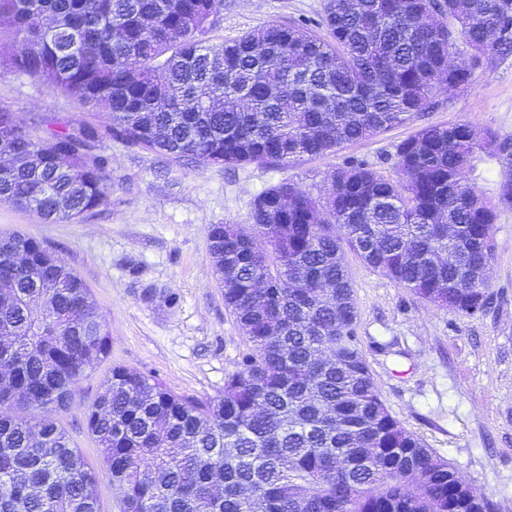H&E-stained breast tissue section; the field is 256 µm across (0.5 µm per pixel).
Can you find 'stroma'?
I'll list each match as a JSON object with an SVG mask.
<instances>
[{"instance_id":"stroma-1","label":"stroma","mask_w":512,"mask_h":512,"mask_svg":"<svg viewBox=\"0 0 512 512\" xmlns=\"http://www.w3.org/2000/svg\"><path fill=\"white\" fill-rule=\"evenodd\" d=\"M325 0H224L203 39L216 44L270 21H306L317 36ZM435 105L405 125L347 143L324 156L281 165L200 167L104 133L99 105L51 92L0 68V111L35 138L60 126L101 129L96 152L107 160L105 201L69 223L50 224L30 209L0 203V235L22 234L62 257L90 288L109 326L112 348L95 372L71 390L57 421L90 463L100 449L85 414L113 367L155 377L179 396L217 398L224 377L248 348L209 255L214 224L249 226L254 200L282 181L315 198L332 190L330 172L360 160L399 176L395 147L421 127L454 121L512 139V56H491L460 91L437 88ZM512 165L479 163L469 181L494 199L491 308L465 317L398 287L346 254L358 308L357 334L381 398L405 428L419 435L491 505L512 512V203L498 202ZM176 305H168V296Z\"/></svg>"}]
</instances>
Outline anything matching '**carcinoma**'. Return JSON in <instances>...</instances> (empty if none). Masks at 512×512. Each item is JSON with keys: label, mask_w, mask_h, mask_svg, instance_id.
Instances as JSON below:
<instances>
[{"label": "carcinoma", "mask_w": 512, "mask_h": 512, "mask_svg": "<svg viewBox=\"0 0 512 512\" xmlns=\"http://www.w3.org/2000/svg\"><path fill=\"white\" fill-rule=\"evenodd\" d=\"M216 0H0V61L88 104L129 147L238 166L320 156L399 126L442 84L512 55V0H326L329 38L268 23L200 39ZM471 65L452 57L455 38ZM99 131L33 137L0 112V200L49 223L103 202ZM512 161V139L457 121L396 146L392 180L351 160L319 202L288 181L254 201L253 233L209 230L225 306L249 343L216 399L122 367L86 414L90 465L54 413L111 351L91 291L38 241L0 237V512H487L488 502L387 409L357 336L345 250L438 308L483 313L495 208L465 173ZM455 225L448 236V225ZM325 347L333 364L317 361ZM98 504L100 512H123L121 496L115 491L108 479L99 484Z\"/></svg>", "instance_id": "carcinoma-1"}]
</instances>
